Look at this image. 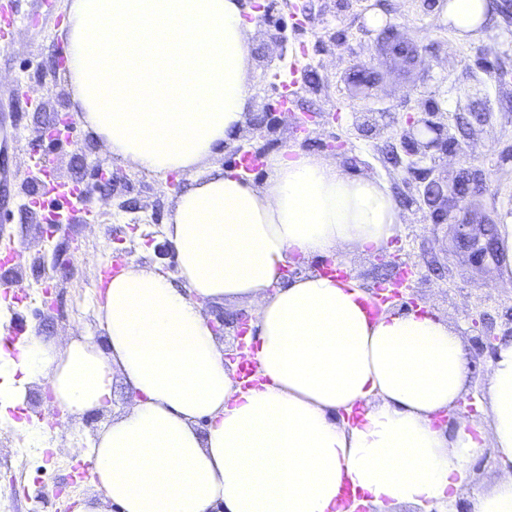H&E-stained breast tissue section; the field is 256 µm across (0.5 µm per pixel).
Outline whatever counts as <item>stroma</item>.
<instances>
[{"instance_id":"1","label":"stroma","mask_w":512,"mask_h":512,"mask_svg":"<svg viewBox=\"0 0 512 512\" xmlns=\"http://www.w3.org/2000/svg\"><path fill=\"white\" fill-rule=\"evenodd\" d=\"M497 10L480 32L462 37L449 26L448 0H278L279 16L288 21L299 7L310 20L290 26L284 40H275L269 27L253 25L250 45V99L245 124L229 138L212 165L233 164L234 151L254 141L255 124L274 96L275 85L302 78L310 87L300 94L302 112H325L329 118L314 126L308 139L295 138L291 129L278 127L263 139L269 152L297 148L325 158L324 141L336 136L347 143L337 162L349 174L383 181L396 201L400 231L382 254L346 251L338 263L370 288L392 282L394 271L383 261L400 256L413 264L411 286L419 304L430 306L460 336L469 352L466 394H482L480 379L489 367V355L474 356V339L512 335V278L502 279L503 253L474 257L462 248L457 233L467 223L470 237H480L486 221L501 222L512 214V0H496ZM68 0H10L12 14L25 21L0 38V96H12L0 105V135L10 139L0 151V174L5 191L0 209V252L17 254V278L31 289L30 301L15 304L0 296V308L9 315L8 335L22 339L36 331L46 341L59 343L70 336L102 341L96 314L102 300L98 283L116 249H125V263L162 270L168 260L159 248L164 226L176 196L162 180L141 175L112 157L103 143L87 136L81 126L58 141L44 139L42 129L74 103L61 74L65 43L61 26ZM413 43L419 58L410 71L386 68L380 56L385 24ZM379 69L375 88L355 85L354 75L364 67ZM42 109H34V102ZM448 124L453 141L447 154L430 166L434 177L453 180L460 169L476 171L473 213L448 208L432 218L417 191L418 181L395 164L389 149L398 145V133L408 114L426 109ZM48 155L52 175L59 180L90 186L87 198L71 207V222L48 235L38 208L27 205L39 182L30 170L34 151ZM102 166L117 177L112 191L95 187L93 169ZM130 201L120 211V201ZM94 210L96 223H84L85 209ZM52 292L55 310L44 306ZM480 325H473V316ZM46 387L32 385L24 409L0 422V491L14 490L12 512H75L79 501H100L103 512H116L105 501L94 475L78 477L72 469L74 449L84 447L104 423L125 412L131 398L114 384L112 407L105 412L49 425L53 408ZM26 421L31 435L15 429Z\"/></svg>"}]
</instances>
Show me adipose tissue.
<instances>
[{
    "mask_svg": "<svg viewBox=\"0 0 512 512\" xmlns=\"http://www.w3.org/2000/svg\"><path fill=\"white\" fill-rule=\"evenodd\" d=\"M489 0H449L459 35ZM249 25L241 0H69L63 76L78 120L137 172L190 173L246 119ZM262 186L219 167L178 195L165 225L178 276L129 265L97 318L105 346L37 335L0 355V419L48 384L63 417L105 411L122 379L132 406L81 449L118 512H452L470 465L493 446L501 480L471 512H512V339L484 386L485 422L435 427L462 400L469 360L436 314L372 315L355 278L294 257L377 252L400 227L377 179L296 148L266 159ZM257 308L244 387L204 313Z\"/></svg>",
    "mask_w": 512,
    "mask_h": 512,
    "instance_id": "adipose-tissue-1",
    "label": "adipose tissue"
}]
</instances>
